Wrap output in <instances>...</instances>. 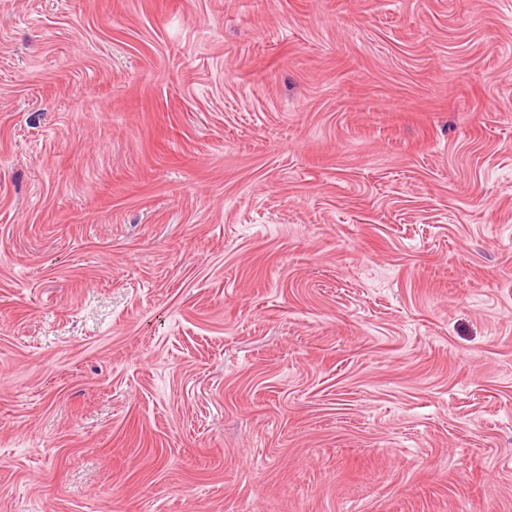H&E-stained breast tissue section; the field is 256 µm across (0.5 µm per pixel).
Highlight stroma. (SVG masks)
<instances>
[{
	"label": "stroma",
	"mask_w": 512,
	"mask_h": 512,
	"mask_svg": "<svg viewBox=\"0 0 512 512\" xmlns=\"http://www.w3.org/2000/svg\"><path fill=\"white\" fill-rule=\"evenodd\" d=\"M0 512H512V0H0Z\"/></svg>",
	"instance_id": "obj_1"
}]
</instances>
